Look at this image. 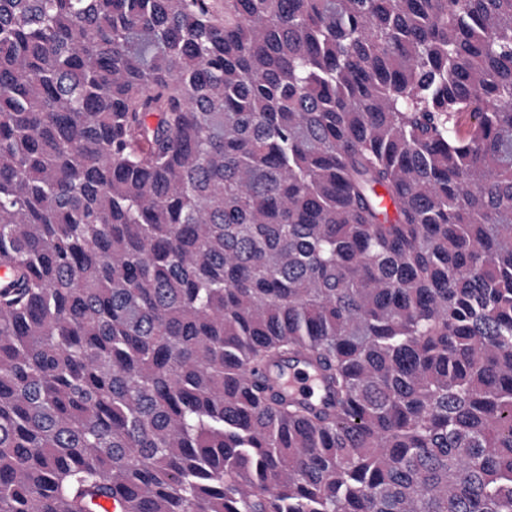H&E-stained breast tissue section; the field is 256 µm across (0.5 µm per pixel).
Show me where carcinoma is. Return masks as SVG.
Returning <instances> with one entry per match:
<instances>
[{"instance_id":"cac0c4a2","label":"carcinoma","mask_w":512,"mask_h":512,"mask_svg":"<svg viewBox=\"0 0 512 512\" xmlns=\"http://www.w3.org/2000/svg\"><path fill=\"white\" fill-rule=\"evenodd\" d=\"M2 262L0 512H512V0H0ZM266 376L269 378H277L283 375L288 379L292 395L296 398L309 397L316 386V378L310 372L309 368L303 363L280 362L277 366L266 369Z\"/></svg>"}]
</instances>
